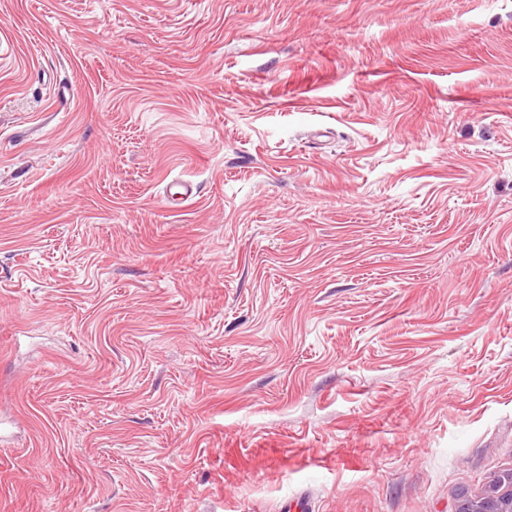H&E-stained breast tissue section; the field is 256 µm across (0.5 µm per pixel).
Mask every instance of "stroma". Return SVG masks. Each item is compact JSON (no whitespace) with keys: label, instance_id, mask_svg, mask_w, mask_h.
Returning <instances> with one entry per match:
<instances>
[{"label":"stroma","instance_id":"stroma-1","mask_svg":"<svg viewBox=\"0 0 512 512\" xmlns=\"http://www.w3.org/2000/svg\"><path fill=\"white\" fill-rule=\"evenodd\" d=\"M510 470L512 0H0V512Z\"/></svg>","mask_w":512,"mask_h":512}]
</instances>
